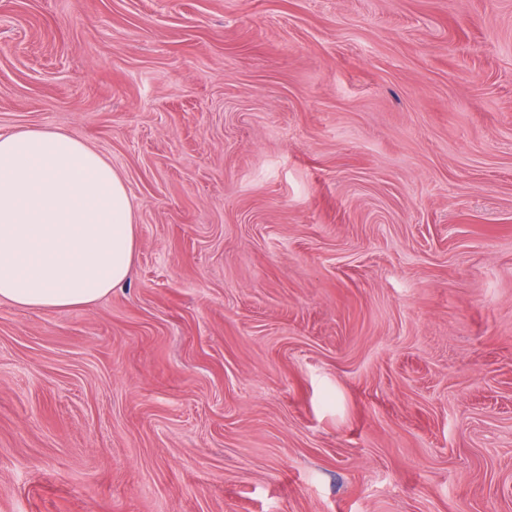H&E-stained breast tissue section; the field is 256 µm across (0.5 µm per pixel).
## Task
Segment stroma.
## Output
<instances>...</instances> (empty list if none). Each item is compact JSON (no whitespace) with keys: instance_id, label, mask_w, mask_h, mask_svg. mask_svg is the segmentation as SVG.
Segmentation results:
<instances>
[{"instance_id":"1","label":"stroma","mask_w":512,"mask_h":512,"mask_svg":"<svg viewBox=\"0 0 512 512\" xmlns=\"http://www.w3.org/2000/svg\"><path fill=\"white\" fill-rule=\"evenodd\" d=\"M38 125L138 243L0 302V512H512V0H0Z\"/></svg>"}]
</instances>
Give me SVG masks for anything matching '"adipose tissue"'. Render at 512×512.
<instances>
[{
	"mask_svg": "<svg viewBox=\"0 0 512 512\" xmlns=\"http://www.w3.org/2000/svg\"><path fill=\"white\" fill-rule=\"evenodd\" d=\"M137 247L123 176L75 134L0 131V301L82 308L127 283Z\"/></svg>",
	"mask_w": 512,
	"mask_h": 512,
	"instance_id": "adipose-tissue-1",
	"label": "adipose tissue"
}]
</instances>
